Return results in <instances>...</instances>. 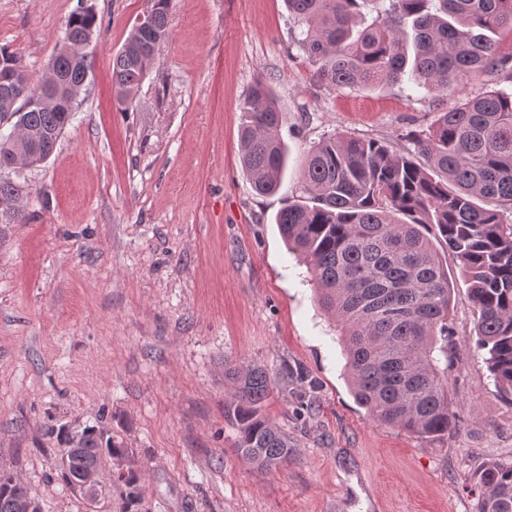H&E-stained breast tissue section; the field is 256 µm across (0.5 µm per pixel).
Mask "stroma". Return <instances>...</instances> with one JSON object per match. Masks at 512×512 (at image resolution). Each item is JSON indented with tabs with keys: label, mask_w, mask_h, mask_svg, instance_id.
<instances>
[{
	"label": "stroma",
	"mask_w": 512,
	"mask_h": 512,
	"mask_svg": "<svg viewBox=\"0 0 512 512\" xmlns=\"http://www.w3.org/2000/svg\"><path fill=\"white\" fill-rule=\"evenodd\" d=\"M81 6L98 31L72 120L47 162L0 170L27 191L21 222L0 215V475L23 481L40 512H473L476 469L512 460V399L477 346L465 286L448 338L455 427L420 438L380 425L274 223L302 195L311 145L344 134L406 151L455 97L317 80L285 0H170L169 37L129 108L112 58L150 0H0V46L41 81ZM260 80L289 147L273 196L253 190L239 155ZM228 358L314 382L313 416L293 389L263 407L295 448L288 466L236 455ZM95 423L133 451L136 500L107 473L94 502L60 479L58 428Z\"/></svg>",
	"instance_id": "35a3bbf8"
}]
</instances>
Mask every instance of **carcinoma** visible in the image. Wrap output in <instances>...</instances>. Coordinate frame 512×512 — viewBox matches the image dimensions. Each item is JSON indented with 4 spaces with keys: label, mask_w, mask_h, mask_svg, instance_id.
I'll return each mask as SVG.
<instances>
[{
    "label": "carcinoma",
    "mask_w": 512,
    "mask_h": 512,
    "mask_svg": "<svg viewBox=\"0 0 512 512\" xmlns=\"http://www.w3.org/2000/svg\"><path fill=\"white\" fill-rule=\"evenodd\" d=\"M302 25L299 45L317 64L315 77L340 89H376L412 81L457 104L415 131V150L393 151L375 139L332 135L310 146L300 169L304 201L275 215L288 249L301 256L317 283L320 308L341 324L345 369L357 402L372 420L422 438L448 433L455 423L448 396L450 311L456 280L441 254L451 255L467 285L479 346L500 390L512 396V89L468 92L485 74L506 70L512 53L494 36L512 35V0H381L374 22L357 28L360 0H286ZM170 0H151L150 28L131 29L112 58V84L128 106L153 52L169 35ZM88 10L69 18L65 36L80 43L95 35ZM89 56L56 54L65 83L52 106L21 111L15 84L29 79L21 57L0 48V121L20 114L34 143L0 140V169L18 152L56 149L70 121L69 87L88 76ZM240 161L254 191L280 190L288 147L279 135L282 114L272 90L258 81L242 106ZM22 187L0 182V211L20 215ZM233 386L224 413L238 428L236 452L262 470L288 464V434L262 414L274 387L299 388L301 407L312 410L315 389L298 368L273 379L265 367L224 359ZM60 444L80 435L81 450L61 476L101 466L104 456L129 450L97 426L59 431ZM475 512H512V462L485 461L474 473ZM30 497L24 484L0 475V512Z\"/></svg>",
    "instance_id": "obj_1"
}]
</instances>
